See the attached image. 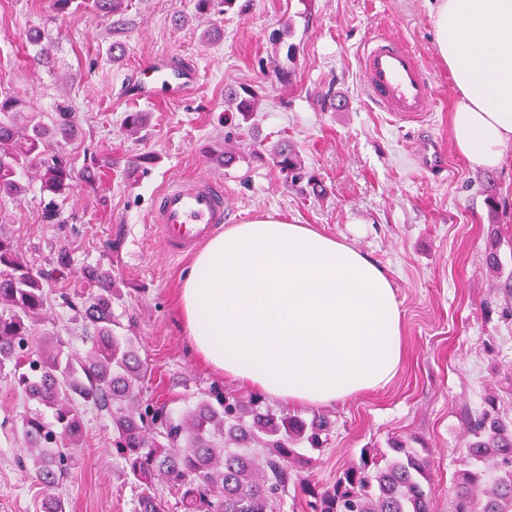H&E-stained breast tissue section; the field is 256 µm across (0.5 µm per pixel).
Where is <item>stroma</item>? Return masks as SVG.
<instances>
[{
    "label": "stroma",
    "mask_w": 512,
    "mask_h": 512,
    "mask_svg": "<svg viewBox=\"0 0 512 512\" xmlns=\"http://www.w3.org/2000/svg\"><path fill=\"white\" fill-rule=\"evenodd\" d=\"M196 0H126L109 17L75 11L57 16L53 0H0V91L30 102L45 123L58 105L77 115L73 137L53 141V154L79 176L71 193L49 201L33 169L20 196L0 198V219L35 269L51 270L60 248L73 269L50 282L35 338L57 334L75 350L84 327L66 304L79 270L97 266L121 293L113 305L119 333L132 337L154 371L147 398L180 414L210 387L248 399V390L202 365L188 348L177 300L189 259H170L149 222L152 200L170 179L208 174L224 182L229 221L271 215L343 239L391 280L402 315L404 360L374 392L322 406L333 423L326 448L308 471L331 487L362 450L387 452L404 440L432 469V512H448V490L464 460L462 416L480 410L486 387L512 374V149L500 168L468 167L450 138L459 95L435 47L426 0H247L244 13L212 18ZM224 37L202 40L209 25ZM41 29L48 57L36 61L30 29ZM383 29L420 54L438 90L431 112L400 123L381 111L363 86L358 57L366 35ZM122 59L113 62V48ZM160 54L195 65L198 85L168 101L124 97L132 68ZM252 88L260 108L251 132L227 134L224 93ZM149 115L135 135L126 113ZM289 138L325 191L284 183L269 153ZM445 149L447 170L428 175L416 140ZM240 157L224 168L213 151ZM147 155V173L128 174L130 158ZM111 158L95 182L81 178L93 158ZM496 250L500 269L486 265ZM35 404L12 373L0 374V512H40L45 491L31 467L19 466L20 418ZM89 445L57 489L67 512H133V494L108 452L112 426L88 412Z\"/></svg>",
    "instance_id": "obj_1"
}]
</instances>
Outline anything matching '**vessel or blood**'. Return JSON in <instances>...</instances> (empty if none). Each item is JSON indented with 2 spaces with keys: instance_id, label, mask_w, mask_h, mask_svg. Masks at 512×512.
Listing matches in <instances>:
<instances>
[{
  "instance_id": "1",
  "label": "vessel or blood",
  "mask_w": 512,
  "mask_h": 512,
  "mask_svg": "<svg viewBox=\"0 0 512 512\" xmlns=\"http://www.w3.org/2000/svg\"><path fill=\"white\" fill-rule=\"evenodd\" d=\"M360 69L371 100L398 120L414 121L429 112L436 88L417 52L387 33L375 31L363 42ZM128 81L146 101L173 99L199 81L194 66L167 55L131 71ZM150 222L165 251L180 259L208 240L226 222L224 183L209 175L170 180L157 194Z\"/></svg>"
}]
</instances>
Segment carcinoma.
Returning <instances> with one entry per match:
<instances>
[{
	"label": "carcinoma",
	"instance_id": "carcinoma-1",
	"mask_svg": "<svg viewBox=\"0 0 512 512\" xmlns=\"http://www.w3.org/2000/svg\"><path fill=\"white\" fill-rule=\"evenodd\" d=\"M238 0H197L202 15L224 14ZM124 0H54L60 15L72 9L109 16ZM224 121L246 129L258 111L249 87L226 94ZM76 115L61 107L52 124L28 110L26 102L0 92V196L25 191L18 178L31 161L41 189L64 197L76 176L71 165L48 154L53 138L75 131ZM284 182L297 187L319 183L308 175L302 156L287 139L270 152ZM73 257L62 249L51 272L36 271L18 252L13 237L0 229V371H18L17 386L43 410L21 421L25 453L37 481L48 490L43 512H65L60 497L49 493L77 464L86 447L84 417L94 410L112 423L109 452L134 496V512H281L288 488L297 484L308 496L309 512H431L430 461L399 440L394 456L380 463L361 452L336 484L326 490L304 476L310 453L323 449L330 424L279 413L256 394L249 404L214 388L176 417L167 403L145 400L142 386L148 364L128 336L114 327L112 305L120 297L112 275L81 269V305L73 307L85 322L88 348L65 349L60 336L33 347L32 326L46 311V282L64 274ZM499 394L490 389L485 408L464 416L466 464L458 471L448 512H512V417L498 409ZM164 482L173 504L158 489Z\"/></svg>",
	"mask_w": 512,
	"mask_h": 512
}]
</instances>
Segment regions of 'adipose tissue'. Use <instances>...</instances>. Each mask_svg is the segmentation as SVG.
Returning a JSON list of instances; mask_svg holds the SVG:
<instances>
[{
	"mask_svg": "<svg viewBox=\"0 0 512 512\" xmlns=\"http://www.w3.org/2000/svg\"><path fill=\"white\" fill-rule=\"evenodd\" d=\"M437 53L459 91L451 140L474 169L512 147V0H427ZM198 360L290 407L388 385L402 361L390 279L346 242L263 217L215 234L178 297Z\"/></svg>",
	"mask_w": 512,
	"mask_h": 512,
	"instance_id": "1",
	"label": "adipose tissue"
}]
</instances>
